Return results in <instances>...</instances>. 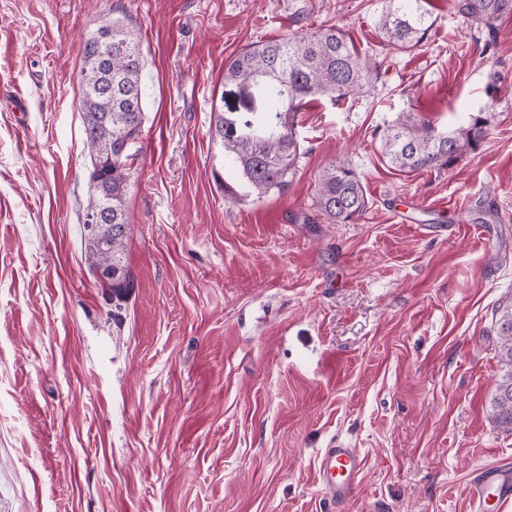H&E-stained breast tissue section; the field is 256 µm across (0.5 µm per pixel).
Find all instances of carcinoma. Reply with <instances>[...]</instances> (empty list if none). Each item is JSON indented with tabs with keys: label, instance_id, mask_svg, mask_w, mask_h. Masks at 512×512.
<instances>
[{
	"label": "carcinoma",
	"instance_id": "1",
	"mask_svg": "<svg viewBox=\"0 0 512 512\" xmlns=\"http://www.w3.org/2000/svg\"><path fill=\"white\" fill-rule=\"evenodd\" d=\"M380 19L386 44L397 51L420 46L432 26L424 0H390ZM456 8L467 19L489 28L501 15L512 11V0H458ZM112 25V57L98 52L95 29L82 45L79 73V105L83 114L85 142L91 168L89 180L102 179L112 223L84 234L90 268L107 275L104 283L119 296L134 287L131 272L122 263L131 230L125 195L131 178L132 151L145 120V61L140 33L123 21L107 17ZM377 73L376 63L356 54L345 35L330 27L300 37L252 44L229 59L224 82L248 90L262 100L249 112H219L215 135L224 157L240 171L245 185L261 197L283 193L301 157L296 135V116L312 99L327 96L335 102L367 86ZM112 114V129L102 124ZM489 117L470 114L464 126L446 131L413 113L387 127L381 136L382 150L400 170H448L478 148L486 136ZM314 205L336 223L361 216L368 201L357 172L346 161L325 168L319 176ZM494 330L498 336L501 374L490 399L492 419L512 432V302L497 309Z\"/></svg>",
	"mask_w": 512,
	"mask_h": 512
}]
</instances>
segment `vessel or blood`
I'll use <instances>...</instances> for the list:
<instances>
[{
	"label": "vessel or blood",
	"mask_w": 512,
	"mask_h": 512,
	"mask_svg": "<svg viewBox=\"0 0 512 512\" xmlns=\"http://www.w3.org/2000/svg\"><path fill=\"white\" fill-rule=\"evenodd\" d=\"M366 460L360 449L330 447L318 458V483L329 505L349 508L354 501ZM512 503V462L478 467L470 484V512H503Z\"/></svg>",
	"instance_id": "vessel-or-blood-1"
}]
</instances>
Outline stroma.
I'll return each instance as SVG.
<instances>
[{"mask_svg":"<svg viewBox=\"0 0 512 512\" xmlns=\"http://www.w3.org/2000/svg\"><path fill=\"white\" fill-rule=\"evenodd\" d=\"M456 2L428 0L427 41L396 53L388 0H0V512H328L333 443L366 455L352 512H466L472 471L512 458L489 413L512 299V13L490 31ZM108 12L145 60L120 299L81 228L80 44ZM330 26L378 76L310 101L288 189L256 196L213 134L215 101L237 104L224 64ZM486 109L452 169L404 173L380 149L408 113L453 130ZM339 159L368 198L350 224L313 206Z\"/></svg>","mask_w":512,"mask_h":512,"instance_id":"obj_1","label":"stroma"}]
</instances>
